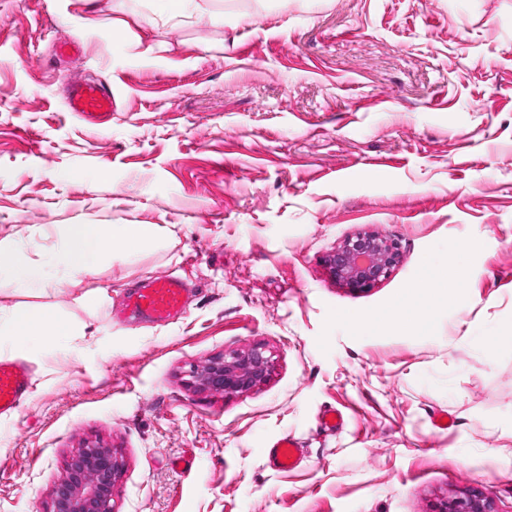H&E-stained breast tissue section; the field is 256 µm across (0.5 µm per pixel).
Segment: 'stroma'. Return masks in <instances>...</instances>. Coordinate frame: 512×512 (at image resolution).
Segmentation results:
<instances>
[{
  "instance_id": "35a3bbf8",
  "label": "stroma",
  "mask_w": 512,
  "mask_h": 512,
  "mask_svg": "<svg viewBox=\"0 0 512 512\" xmlns=\"http://www.w3.org/2000/svg\"><path fill=\"white\" fill-rule=\"evenodd\" d=\"M95 2L127 37L85 27L81 0H0V241L24 263L68 224L165 234L76 285L0 284V309L82 330L0 346L35 380L0 418V512H49L87 439L125 459L118 512H430L464 490L512 512V0H216L223 26L156 30L141 0ZM69 37L79 51L54 59ZM85 76L112 92L104 124L66 110ZM360 230L402 260L353 292L324 260ZM170 272L193 288L182 318L113 322ZM422 282L401 333L389 314ZM256 343L274 357L261 388L192 386L194 366ZM288 435L302 460L285 472L268 450Z\"/></svg>"
}]
</instances>
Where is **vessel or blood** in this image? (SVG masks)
<instances>
[{
    "instance_id": "b4317fda",
    "label": "vessel or blood",
    "mask_w": 512,
    "mask_h": 512,
    "mask_svg": "<svg viewBox=\"0 0 512 512\" xmlns=\"http://www.w3.org/2000/svg\"><path fill=\"white\" fill-rule=\"evenodd\" d=\"M65 104L68 111L80 117L101 119L112 112V93L94 81L72 82L66 90ZM188 293L186 283L177 276L146 279L126 292L119 317L128 322L167 325L185 314ZM32 388V377L19 362L0 359V416L16 414ZM298 448L294 437L281 438L269 450L271 463L281 470L295 468Z\"/></svg>"
}]
</instances>
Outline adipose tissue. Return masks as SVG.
Returning a JSON list of instances; mask_svg holds the SVG:
<instances>
[{
	"instance_id": "obj_1",
	"label": "adipose tissue",
	"mask_w": 512,
	"mask_h": 512,
	"mask_svg": "<svg viewBox=\"0 0 512 512\" xmlns=\"http://www.w3.org/2000/svg\"><path fill=\"white\" fill-rule=\"evenodd\" d=\"M160 234L156 224H69L64 229L63 246L47 261L24 265L16 263L11 246L0 244V282L13 281L36 293L65 282L74 284L95 271L114 245H121L132 256ZM69 333V328L63 327L50 311L31 307L8 311L0 327V339L7 342Z\"/></svg>"
}]
</instances>
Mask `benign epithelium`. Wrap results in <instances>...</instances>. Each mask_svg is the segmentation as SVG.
<instances>
[{
	"instance_id": "7a95c632",
	"label": "benign epithelium",
	"mask_w": 512,
	"mask_h": 512,
	"mask_svg": "<svg viewBox=\"0 0 512 512\" xmlns=\"http://www.w3.org/2000/svg\"><path fill=\"white\" fill-rule=\"evenodd\" d=\"M401 247L391 237L360 231L344 239L325 263L332 279L352 291H366L386 279L400 263ZM273 356L263 344L226 352L208 359L193 371L202 391L226 397L262 387L273 370ZM125 461L112 448L86 441L73 451L53 482L52 512H117L116 491ZM431 512H493L489 501L461 493L437 502Z\"/></svg>"
}]
</instances>
